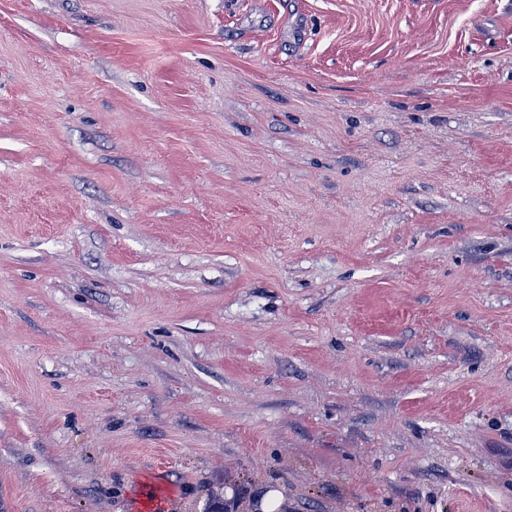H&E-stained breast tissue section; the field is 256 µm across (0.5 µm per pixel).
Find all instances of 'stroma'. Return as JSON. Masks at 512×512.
<instances>
[{
    "label": "stroma",
    "mask_w": 512,
    "mask_h": 512,
    "mask_svg": "<svg viewBox=\"0 0 512 512\" xmlns=\"http://www.w3.org/2000/svg\"><path fill=\"white\" fill-rule=\"evenodd\" d=\"M512 512V0H0V512Z\"/></svg>",
    "instance_id": "35a3bbf8"
}]
</instances>
